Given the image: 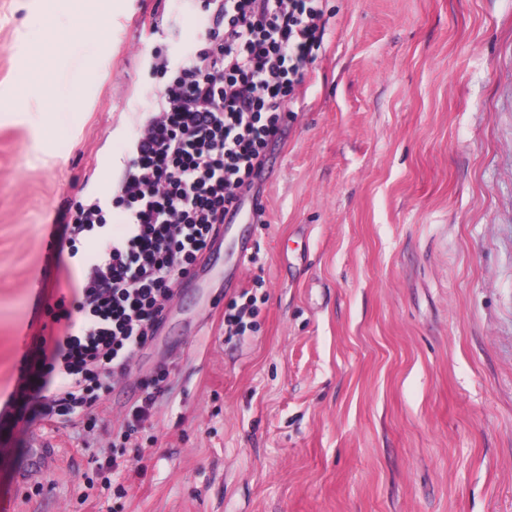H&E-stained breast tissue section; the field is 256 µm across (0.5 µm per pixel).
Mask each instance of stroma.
Listing matches in <instances>:
<instances>
[{
    "label": "stroma",
    "instance_id": "stroma-1",
    "mask_svg": "<svg viewBox=\"0 0 512 512\" xmlns=\"http://www.w3.org/2000/svg\"><path fill=\"white\" fill-rule=\"evenodd\" d=\"M96 27L76 34V13ZM305 91L220 244L88 410L29 422L18 378L95 254H58L66 202L108 201L155 54L199 0H0V512H512V0H326ZM155 27H147V20ZM73 34L48 82L31 45ZM76 111L45 114L50 89ZM250 232L256 260L233 275ZM254 290L256 331L224 310ZM171 375L112 473V441ZM54 446L38 484L19 476ZM169 372H159L154 377L140 383L142 398L138 405L133 407L125 418L121 431L120 447L125 448L131 437L145 428L150 411L153 409L158 396L164 391Z\"/></svg>",
    "mask_w": 512,
    "mask_h": 512
}]
</instances>
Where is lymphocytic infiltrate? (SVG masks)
Listing matches in <instances>:
<instances>
[{
  "instance_id": "f902f5d3",
  "label": "lymphocytic infiltrate",
  "mask_w": 512,
  "mask_h": 512,
  "mask_svg": "<svg viewBox=\"0 0 512 512\" xmlns=\"http://www.w3.org/2000/svg\"><path fill=\"white\" fill-rule=\"evenodd\" d=\"M207 25L180 64L156 56L159 97L141 112L112 198L120 234L108 232L101 204L69 203L60 249L98 231L72 305L55 304L63 333L40 337L30 420L79 416L130 375L154 337L176 284L192 273L219 224L238 212L283 132L306 66L321 47L324 0H201ZM168 375L141 383L123 440L144 428Z\"/></svg>"
}]
</instances>
